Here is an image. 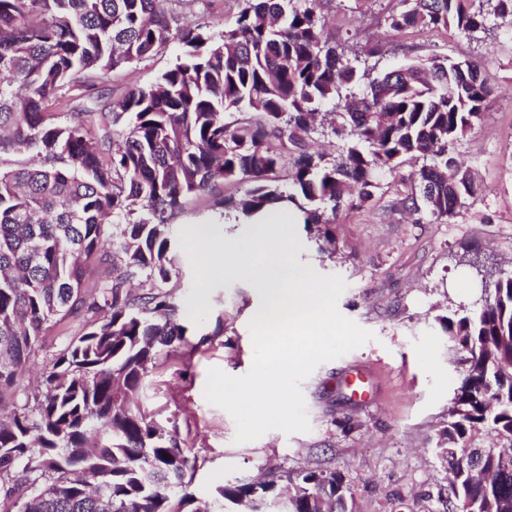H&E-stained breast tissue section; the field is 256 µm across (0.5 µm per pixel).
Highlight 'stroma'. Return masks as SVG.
Here are the masks:
<instances>
[{
	"mask_svg": "<svg viewBox=\"0 0 512 512\" xmlns=\"http://www.w3.org/2000/svg\"><path fill=\"white\" fill-rule=\"evenodd\" d=\"M164 6L213 33L231 25L239 10L238 0H164ZM400 7V0L320 5L331 34L349 51L368 43L382 46L378 70L435 55L484 60L498 90L481 122L458 144L461 161L482 191L448 221L427 215L414 221L400 206L409 190L400 177L419 169L414 161L398 175L381 171L372 201L340 212L335 243L318 241L304 225H294L298 263L340 275L347 284L340 313L374 335L302 383L311 426L306 433L272 430L235 443L233 418L207 402L204 389L210 368L235 377L250 370L256 291L239 279L194 289L190 261L180 255L176 297L184 340L178 352L160 353L141 403L175 423L196 464L192 488L198 497L212 498L217 486L248 483L269 471L276 476V496L287 474L313 469L343 477L355 512H447L453 498L440 442L465 365L440 320L481 305L491 285L512 274V18L471 36L452 27L394 31L383 17ZM181 52L173 43L108 73L106 95L150 85ZM245 189L226 182L212 194L189 198L173 219L177 238H184L189 225L222 222L214 198L237 197ZM357 380L364 390L360 396L352 387Z\"/></svg>",
	"mask_w": 512,
	"mask_h": 512,
	"instance_id": "1",
	"label": "stroma"
}]
</instances>
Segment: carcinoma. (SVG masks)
Instances as JSON below:
<instances>
[{"mask_svg": "<svg viewBox=\"0 0 512 512\" xmlns=\"http://www.w3.org/2000/svg\"><path fill=\"white\" fill-rule=\"evenodd\" d=\"M400 2L386 18L394 30L472 35L512 17V0ZM325 25L319 0H241L219 35L178 23L159 0H0V512H231L267 493L222 485L214 504L197 498L188 450L139 402L160 352L183 341L169 217L188 198L244 182L222 205L247 215L288 202L332 241L342 207L372 199L379 171L414 158L417 184L400 200L410 213L446 221L478 196L456 145L494 94L484 63L436 57L375 75ZM173 42L182 54L150 85L104 103L87 95L63 121L48 111ZM325 132L339 155L306 153ZM270 140L297 151L286 190ZM29 152L40 165L19 159ZM90 264L112 275L87 292ZM72 318L81 330L45 364L41 389L20 388L47 333ZM441 322L466 362L441 452L448 512H512V456L471 446L479 431L512 442V276ZM296 479L289 512H350L342 476Z\"/></svg>", "mask_w": 512, "mask_h": 512, "instance_id": "cac0c4a2", "label": "carcinoma"}]
</instances>
